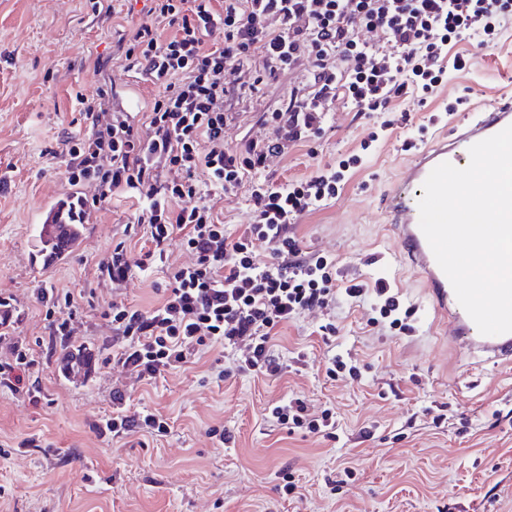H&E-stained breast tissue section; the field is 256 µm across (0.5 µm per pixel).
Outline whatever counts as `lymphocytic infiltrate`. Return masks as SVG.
Returning a JSON list of instances; mask_svg holds the SVG:
<instances>
[{
	"instance_id": "obj_1",
	"label": "lymphocytic infiltrate",
	"mask_w": 512,
	"mask_h": 512,
	"mask_svg": "<svg viewBox=\"0 0 512 512\" xmlns=\"http://www.w3.org/2000/svg\"><path fill=\"white\" fill-rule=\"evenodd\" d=\"M144 19L120 47L125 70L146 75L160 90L145 110H127L115 89L78 100L85 130L66 136L58 155L67 183L90 187L99 212L120 193L137 203L136 223L166 261L172 241L194 257L175 267L170 288L151 308L113 300L100 313L112 330V359L128 377L151 381L220 347L233 351L237 372L275 378L283 362L273 353L275 331L301 313L330 309L336 262L306 254L296 225L334 199L353 155L337 167L285 186L263 181L274 159L319 138L329 112L343 102L359 112H394L409 98L436 97L448 70L466 69L454 52L461 41L495 42L512 22V0H143ZM376 34L364 41L362 32ZM304 71L288 101L261 115L262 135L237 146L224 141L236 106L251 104L263 81ZM248 188L254 214L239 235L228 234L216 212L221 195ZM270 249L268 260L256 243ZM145 263L117 243L95 265L98 281L119 288ZM50 342L69 346L85 324L80 298L41 288ZM16 298L0 294V386L35 402L38 389L22 373L33 360L16 330ZM124 391L112 390V413L91 422L99 436L142 433L161 440L169 423L129 412ZM274 421L288 430L327 434L330 410L314 411L297 396L275 405Z\"/></svg>"
}]
</instances>
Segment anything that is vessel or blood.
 Masks as SVG:
<instances>
[{
  "label": "vessel or blood",
  "mask_w": 512,
  "mask_h": 512,
  "mask_svg": "<svg viewBox=\"0 0 512 512\" xmlns=\"http://www.w3.org/2000/svg\"><path fill=\"white\" fill-rule=\"evenodd\" d=\"M512 125V95L502 96L481 113L466 111L444 134H436L417 146L406 164L399 185L383 197V215L397 244L398 258L418 277L424 288L432 324L459 348L480 354L486 363L512 364V333L487 336L459 304L454 289L436 262L419 226L417 196L434 167L443 162L458 164L460 151ZM69 195L49 198L38 211L40 246L34 262L50 265L67 258L79 240L72 222Z\"/></svg>",
  "instance_id": "b4317fda"
}]
</instances>
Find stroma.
Instances as JSON below:
<instances>
[{
  "label": "stroma",
  "instance_id": "1",
  "mask_svg": "<svg viewBox=\"0 0 512 512\" xmlns=\"http://www.w3.org/2000/svg\"><path fill=\"white\" fill-rule=\"evenodd\" d=\"M139 19L126 0H116L110 17L93 15L86 0H0V174L11 176L0 192V293L25 309L18 332L34 345L28 377L41 388L34 404L0 387V452H9L0 455V512H512V367L478 368L474 357L435 333L423 289L392 258L395 243L379 205L400 181L407 143L435 133L428 118L442 103L463 96L489 105L512 89V27L484 48L456 44L469 67L449 71L437 98L408 99L405 118L369 149L360 144L382 114L340 105L321 138L271 167L269 182L281 186L349 155L361 157L336 199L299 221L303 251L335 257L341 277L329 313L301 314L281 330L273 347L286 365L280 379L218 380L217 366H230L232 356L214 350L155 381L129 383L110 360L111 332L97 311L117 293L98 282L94 264L122 240L135 258L151 251L142 226L132 222L131 200L114 196L74 254L46 268L30 263L31 216L45 197L67 188L51 153L63 134L85 130L77 95H93L109 80L133 86L147 103L158 96L150 81L122 67H93L97 56L111 55L113 29L133 30ZM303 80L297 72L262 84L226 141L259 135L262 112L286 101ZM191 260L171 245L168 263L149 264L118 293L153 307L172 267ZM379 279L398 297L397 315L409 331L371 324L381 304L373 291ZM354 284L365 294L347 296ZM45 286L92 296L89 328L72 343L101 350L105 361L96 373L59 371L66 350L48 345L35 300ZM329 320L336 337L327 343L318 327ZM346 353L363 365L361 380H328V357ZM122 382L131 409L169 420L167 438L137 433L111 442L90 431L93 419L111 411L112 389ZM291 395L332 408L335 438L291 434L273 422L269 406ZM442 403L450 417L437 425L426 409ZM214 426L234 435L233 447L209 438ZM29 436L36 447L14 453L13 445ZM347 467L353 476L343 484ZM287 472L299 478L302 502L281 499L277 487Z\"/></svg>",
  "mask_w": 512,
  "mask_h": 512
}]
</instances>
